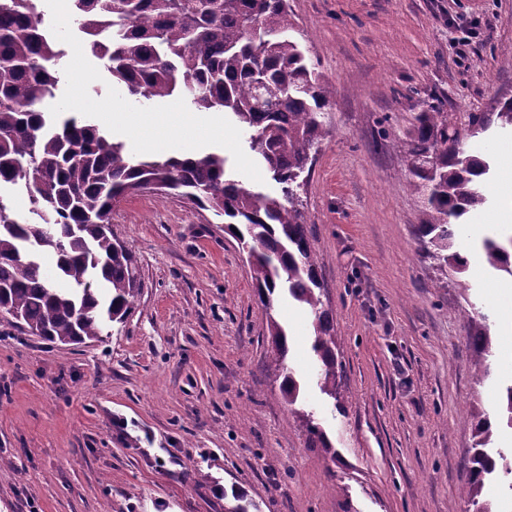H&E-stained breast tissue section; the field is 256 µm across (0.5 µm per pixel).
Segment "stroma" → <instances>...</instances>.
Listing matches in <instances>:
<instances>
[{
	"label": "stroma",
	"mask_w": 512,
	"mask_h": 512,
	"mask_svg": "<svg viewBox=\"0 0 512 512\" xmlns=\"http://www.w3.org/2000/svg\"><path fill=\"white\" fill-rule=\"evenodd\" d=\"M294 34L328 81V134L301 193L341 384L336 408L316 384L311 322L275 303L290 336L304 409L335 451L325 458L266 366V319L246 254L224 223L179 195L138 193L112 211V232L137 261L138 301L98 341L57 345L0 314V512H475L468 478L476 404L496 413L512 384V310L499 276H440L414 234L424 195L396 146L415 113L492 112L512 97V0H288ZM63 56L60 109L131 141L112 115L166 113L197 152H217L251 187L270 189L246 137L188 126L181 97L134 100L83 46L69 0H39ZM469 53L459 58L462 38ZM490 182L512 190V134L483 135ZM489 316L491 373L474 369L465 313Z\"/></svg>",
	"instance_id": "35a3bbf8"
}]
</instances>
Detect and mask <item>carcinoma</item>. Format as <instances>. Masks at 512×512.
<instances>
[{
    "mask_svg": "<svg viewBox=\"0 0 512 512\" xmlns=\"http://www.w3.org/2000/svg\"><path fill=\"white\" fill-rule=\"evenodd\" d=\"M91 53L106 62L112 81L134 99L176 95L200 112H222L249 134V149L276 190L246 187L215 153L136 158L124 143L77 115L54 108L62 51L45 29L37 0H0V186L17 184L33 205V221L11 215L0 194V312L28 335L54 344L103 336L105 321L121 322L139 294L136 264L110 230L112 207L136 192L175 191L224 220L247 250L253 284L272 342L279 390L300 421L309 446L336 452L313 413L297 408L299 384L289 366L287 332L272 314L273 296L286 293L313 316L311 349L318 385L344 407L337 382L338 344L324 308V285L309 237L300 190L327 134L331 89L290 34L288 0H70ZM512 129V98L495 112L462 117L438 106L416 113L399 142L413 186L426 191L424 223L415 225L425 257L443 274L467 271L457 250L463 218L483 208L492 161L468 140L492 127ZM50 255L64 283L46 279L23 250ZM486 269L512 277V235L481 241ZM474 367L488 375L492 348L487 316L466 315ZM473 454L464 495L477 512L488 479L512 476L503 455L489 452V415L466 410ZM498 422L512 428V384L501 397Z\"/></svg>",
    "mask_w": 512,
    "mask_h": 512,
    "instance_id": "obj_1",
    "label": "carcinoma"
}]
</instances>
